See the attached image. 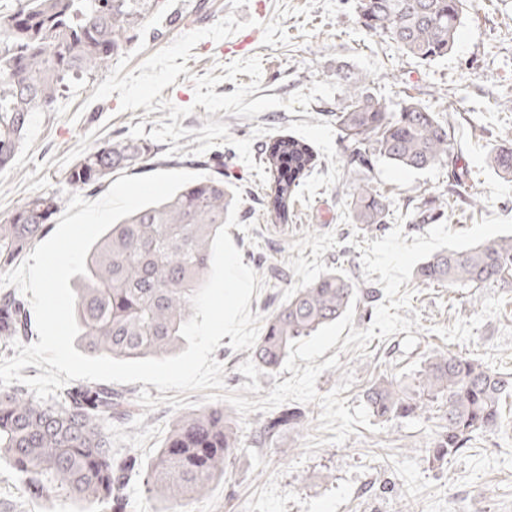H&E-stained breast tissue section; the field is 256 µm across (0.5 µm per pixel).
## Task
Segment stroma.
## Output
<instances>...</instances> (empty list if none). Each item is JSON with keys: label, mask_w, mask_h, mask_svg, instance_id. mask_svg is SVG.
I'll list each match as a JSON object with an SVG mask.
<instances>
[{"label": "stroma", "mask_w": 512, "mask_h": 512, "mask_svg": "<svg viewBox=\"0 0 512 512\" xmlns=\"http://www.w3.org/2000/svg\"><path fill=\"white\" fill-rule=\"evenodd\" d=\"M355 0H321L310 17L284 19L286 45L263 44L261 23L275 15V0H248L232 8L229 0H178L145 41L131 39L126 52L143 49L152 55L185 33L209 27L224 15L235 14L247 25L244 36L220 42L205 39L193 49L188 73L161 96L194 112L179 118L187 136L153 143L151 159L128 168L131 176L157 171H198L193 135L208 118L228 124L232 137L252 138L254 161H261L269 143L292 136L304 140L316 165L290 209L287 223H275L264 202V187L237 151L221 144L204 157L224 173L228 188L242 191L240 224L249 232L230 228L243 262L257 268L264 287L249 302L251 313L269 318L298 288L327 271L351 278L363 292L354 310L356 329L368 328L384 299L382 285L365 279L358 246L387 235L390 225L370 228L348 218L350 187L367 183L388 197L393 213L405 216V235L426 234L427 225L413 223L421 209L447 201L444 218L450 229L464 230L485 217H512V178L500 177L490 155L512 141V0H474L448 56L424 64L407 56L390 41L370 34L355 22ZM259 57L262 83L259 96L288 98L313 82H334L337 72L365 75L372 94L391 108L411 97L434 109L450 127L459 165L469 171L465 187L453 186L447 168L424 171L396 169L387 163L360 168L345 176L350 148L336 123V102L316 99L308 112L267 110L254 118L225 111L208 115L194 105L190 75H204L216 67ZM107 77L98 72L70 84L54 110L32 113L30 124L12 164L0 169V220L7 219L31 197L48 192L71 199L65 177L84 154L109 141L128 140L131 127L152 131L169 112L145 108L120 111L117 96L92 101ZM266 132L253 136L256 126ZM412 306L421 314L418 343L404 351V333L372 339L368 357L357 351L340 354V365L317 379L320 393L333 390L344 373L355 381L344 391L348 409L364 401L376 380L412 374L429 352L456 351L486 366L512 372V278L471 293L467 288L424 282L412 277ZM127 397L129 417L112 421L107 431L113 451L134 452L142 466L126 486L127 512H512V398L503 406L502 426L480 435L441 466H432L424 449L441 421L403 420L385 424L382 432L366 428L349 435L345 444H327L305 456L304 442L317 434L318 404L304 405L305 422L274 438L263 435L266 413L233 415L242 448L227 477L214 481L201 497L169 501L147 492L144 469L150 468L175 424L204 409L203 392L159 391L141 382L113 384ZM0 503L14 512H79L80 503L66 494L34 500L9 462H0Z\"/></svg>", "instance_id": "1"}]
</instances>
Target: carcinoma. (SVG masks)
I'll list each match as a JSON object with an SVG mask.
<instances>
[{"label": "carcinoma", "mask_w": 512, "mask_h": 512, "mask_svg": "<svg viewBox=\"0 0 512 512\" xmlns=\"http://www.w3.org/2000/svg\"><path fill=\"white\" fill-rule=\"evenodd\" d=\"M162 0H16L0 11V168L14 159L30 114L50 111L69 84L109 66L130 32L161 7ZM469 0H356L357 23L408 56L430 63L455 45ZM344 97L336 121L351 148L350 165L376 159L407 170L447 164L458 185L468 171L454 160L451 132L429 106L409 100L389 110L368 92L366 78L340 75ZM151 147L136 141H109L73 164L67 183L73 191L102 185L114 171L146 159ZM273 182L264 193L275 222L288 223V211L315 158L292 137L279 140L276 153H264ZM491 166L512 177V144L497 148ZM353 224H386L387 198L366 183L350 193ZM233 195L224 173L184 185L169 201L139 210L113 224L91 247L87 274L76 278L75 317L80 341L92 356L116 359L161 357L184 342L180 327L194 314L189 298L207 279L211 245L224 224ZM55 194L30 198L0 221V271L14 265L38 240L61 206ZM512 276V237L435 253L418 268L423 281L460 288H482ZM360 289L346 275L331 271L298 289L270 316L258 337L257 364L276 368L291 342L338 320ZM25 307L14 296H0V343L25 331ZM512 397V373L483 365L462 353L426 356L404 380L382 379L365 392L369 412L380 422L427 418L438 408L446 424L425 449L441 464L480 435L499 428L502 402ZM130 413L121 396L104 387L78 385L65 402L36 400L19 388H0V458L14 468L31 499L60 491L109 512H127L126 479L139 470L138 458L112 452L106 426ZM303 414L285 407L264 431L273 435L296 427ZM241 439L224 406L211 405L178 422L159 451L144 485L171 498L202 496L228 474Z\"/></svg>", "instance_id": "cac0c4a2"}]
</instances>
